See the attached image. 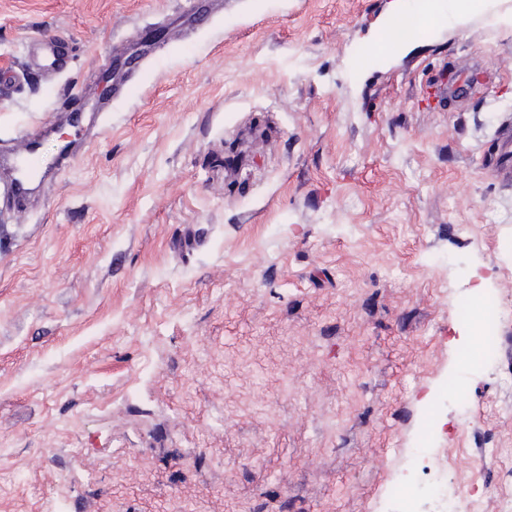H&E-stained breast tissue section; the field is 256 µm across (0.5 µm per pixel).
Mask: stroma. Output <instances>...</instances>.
Here are the masks:
<instances>
[{"label":"stroma","instance_id":"35a3bbf8","mask_svg":"<svg viewBox=\"0 0 512 512\" xmlns=\"http://www.w3.org/2000/svg\"><path fill=\"white\" fill-rule=\"evenodd\" d=\"M188 2L0 0L1 151L166 33L66 160L43 140L25 218L0 199V512H445L436 475L512 512V28L398 50L391 0H236L171 33ZM496 135L500 142L502 156H504V161L496 169L502 181L510 184L512 183V163L509 165L508 156L510 153L512 154V117L503 120ZM499 321V311L493 306H486L481 314L482 336H484V343L490 352H493L498 340Z\"/></svg>","mask_w":512,"mask_h":512}]
</instances>
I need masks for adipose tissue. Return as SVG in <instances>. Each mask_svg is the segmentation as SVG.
Returning <instances> with one entry per match:
<instances>
[{"instance_id": "ef3b65f1", "label": "adipose tissue", "mask_w": 512, "mask_h": 512, "mask_svg": "<svg viewBox=\"0 0 512 512\" xmlns=\"http://www.w3.org/2000/svg\"><path fill=\"white\" fill-rule=\"evenodd\" d=\"M415 14H408L404 0H393L381 18L384 31L403 30L400 45L418 40L422 33L443 27L461 28L477 14L490 15L499 24L512 27V0H415Z\"/></svg>"}]
</instances>
